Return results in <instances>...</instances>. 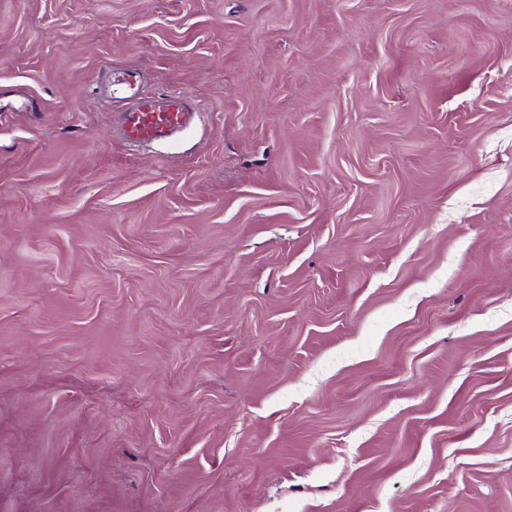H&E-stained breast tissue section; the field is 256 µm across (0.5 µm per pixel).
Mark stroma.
<instances>
[{"label":"stroma","instance_id":"35a3bbf8","mask_svg":"<svg viewBox=\"0 0 512 512\" xmlns=\"http://www.w3.org/2000/svg\"><path fill=\"white\" fill-rule=\"evenodd\" d=\"M14 98L0 512H512V0H0ZM142 80L132 70L112 72V95L133 104L118 114L120 140L131 148L161 145L201 121L202 113L186 95L167 93L146 96Z\"/></svg>","mask_w":512,"mask_h":512}]
</instances>
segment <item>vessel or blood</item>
<instances>
[{"instance_id":"b4317fda","label":"vessel or blood","mask_w":512,"mask_h":512,"mask_svg":"<svg viewBox=\"0 0 512 512\" xmlns=\"http://www.w3.org/2000/svg\"><path fill=\"white\" fill-rule=\"evenodd\" d=\"M141 86L138 72L123 70L112 74L113 97L128 103L117 120L118 136L127 146L165 144L200 122L199 108L186 95L147 96L142 94Z\"/></svg>"}]
</instances>
